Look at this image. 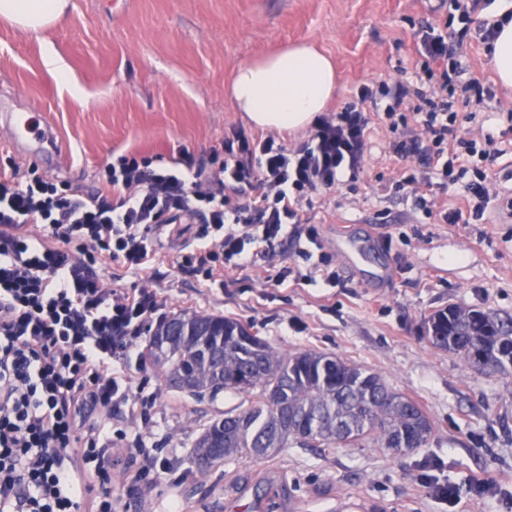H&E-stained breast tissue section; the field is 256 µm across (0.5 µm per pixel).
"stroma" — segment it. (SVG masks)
<instances>
[{"mask_svg":"<svg viewBox=\"0 0 512 512\" xmlns=\"http://www.w3.org/2000/svg\"><path fill=\"white\" fill-rule=\"evenodd\" d=\"M504 10L512 11V0H492L460 23L451 19L450 0H70L63 21L39 36L0 22V157L85 189L127 150L167 156L184 149L206 161L229 128L254 133L226 85L239 65L292 43L312 44L334 60L341 92L332 112L362 85L415 80L429 23L447 28L457 60L495 93L453 103L457 135H504L501 155L482 165L500 200L479 221L448 224L419 210L412 196L383 191L381 179L421 164L390 156L391 134L381 125L357 190L325 191L300 212L318 227L336 265L335 287L325 286L288 241L269 249L243 282L223 288L181 268L192 237L169 232L153 241L156 279L112 271L113 287L160 294L165 315L234 318L253 325L277 354L312 349L379 373L426 409L435 424L427 443L399 457L372 441L325 453L296 444L262 463L240 460L202 473L191 460L194 438L211 418L246 408L249 395L226 391L199 402L161 386L146 363L131 376L146 381L157 400L148 418L134 413L125 422L169 470L147 482L129 459L113 457L119 512H172L177 505L183 512H252L260 496L271 500L272 512H343L346 503L364 512H512V371L479 369L433 347L424 324L451 305L512 317V220L505 218L512 93L498 85L479 35ZM50 51L63 59L69 85L44 66ZM17 113L49 130L50 140L11 143ZM344 232L373 244L359 270L336 251ZM478 475L493 477L496 488L476 490ZM438 483L456 487V506L435 497Z\"/></svg>","mask_w":512,"mask_h":512,"instance_id":"stroma-1","label":"stroma"}]
</instances>
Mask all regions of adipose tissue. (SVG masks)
Segmentation results:
<instances>
[{
    "instance_id": "1",
    "label": "adipose tissue",
    "mask_w": 512,
    "mask_h": 512,
    "mask_svg": "<svg viewBox=\"0 0 512 512\" xmlns=\"http://www.w3.org/2000/svg\"><path fill=\"white\" fill-rule=\"evenodd\" d=\"M70 0H0V20L38 33L61 21ZM339 86L328 55L298 44L239 65L229 82L235 111L268 130H301L324 112Z\"/></svg>"
}]
</instances>
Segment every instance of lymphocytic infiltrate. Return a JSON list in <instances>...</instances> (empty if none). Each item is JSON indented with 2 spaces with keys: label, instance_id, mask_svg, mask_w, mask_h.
<instances>
[{
  "label": "lymphocytic infiltrate",
  "instance_id": "1",
  "mask_svg": "<svg viewBox=\"0 0 512 512\" xmlns=\"http://www.w3.org/2000/svg\"><path fill=\"white\" fill-rule=\"evenodd\" d=\"M447 36L428 33L416 83L360 87L340 111L318 116L307 143L233 129L209 161L188 151L169 159L118 156L85 191L14 164H0V512H115L108 488L113 452L138 459L140 476L164 464L127 444L123 409L147 416L156 400L133 384L128 363L149 318L164 308L145 288H113L101 272L117 265L150 280L149 235L171 215L199 223L182 266L204 280L252 267L262 247L294 239L326 286L336 268L315 225L298 211L320 192L354 186L384 123L390 153L415 156L441 184L457 187L462 207L449 223L483 218L498 198L474 157L495 159L492 133L453 135L448 87L460 76L463 98L486 87L455 62Z\"/></svg>",
  "mask_w": 512,
  "mask_h": 512
}]
</instances>
